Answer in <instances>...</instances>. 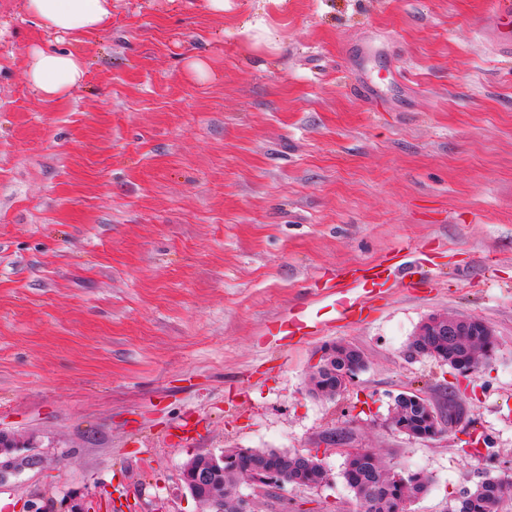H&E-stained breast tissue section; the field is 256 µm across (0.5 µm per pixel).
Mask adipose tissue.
<instances>
[{"instance_id":"obj_1","label":"adipose tissue","mask_w":512,"mask_h":512,"mask_svg":"<svg viewBox=\"0 0 512 512\" xmlns=\"http://www.w3.org/2000/svg\"><path fill=\"white\" fill-rule=\"evenodd\" d=\"M27 14L49 33L68 35L104 29L112 16V0H25ZM85 64L75 52L32 46L26 76L36 96L62 98L78 87Z\"/></svg>"}]
</instances>
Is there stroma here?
Segmentation results:
<instances>
[{
	"mask_svg": "<svg viewBox=\"0 0 512 512\" xmlns=\"http://www.w3.org/2000/svg\"><path fill=\"white\" fill-rule=\"evenodd\" d=\"M493 0H112L61 37L0 0V512H202L180 474L229 448L317 455L254 512H351L343 451L428 475L448 512L512 473V56ZM83 83L38 99L34 45ZM199 53L209 79L184 66ZM346 319L344 273L395 270ZM498 350L463 374L406 349L432 316ZM364 367L313 394L324 344ZM417 392L457 421L390 424ZM482 25L493 51L502 55L512 54L511 0H494L493 9L485 16Z\"/></svg>",
	"mask_w": 512,
	"mask_h": 512,
	"instance_id": "35a3bbf8",
	"label": "stroma"
}]
</instances>
